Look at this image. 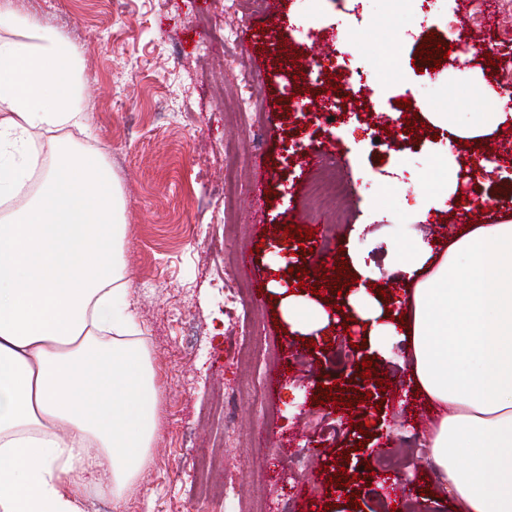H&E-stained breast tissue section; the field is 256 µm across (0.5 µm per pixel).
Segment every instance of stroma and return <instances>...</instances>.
<instances>
[{"label":"stroma","instance_id":"1","mask_svg":"<svg viewBox=\"0 0 512 512\" xmlns=\"http://www.w3.org/2000/svg\"><path fill=\"white\" fill-rule=\"evenodd\" d=\"M23 13L57 29L73 45L85 86L88 134L77 145L98 152L111 165L126 200L125 301L160 388L158 431L152 462L126 493L120 512H224L219 490L231 486L253 495L258 474L276 465L264 487L273 503L291 500L295 512H391L412 500L415 512H457L444 482L433 476L427 454L393 474L349 481L332 492L327 469L351 463L364 468L383 456L403 453V440L426 438L432 413L410 394V360L404 342H387V357L373 356L374 377H362L363 351L354 334L328 329L314 347L289 338L287 323L269 295H252L246 313L229 320L224 289L234 279L224 267L229 226L240 230L238 249L252 261L253 286L278 274L313 271L327 246L333 261L357 252L371 281L401 295L393 246L417 239L451 240L476 219L459 204L429 208L438 166L452 157L462 170L470 156L493 153L497 137L472 150L418 130L416 150L398 154L374 148L366 126L371 116L350 121L342 140L324 138L327 150L346 156L355 188L345 223L330 241L304 239L289 248L286 230L309 228L307 185L313 171L302 159L287 160L295 142L308 140L315 115L333 87L312 84L284 67L287 58L324 62L332 48L301 39L291 24L315 28L344 23L352 35V65L377 76L380 102L412 92L418 106L469 115L484 111L474 80L500 83L512 69V10L485 0L497 17L500 42L493 60L463 58L451 34L475 30L467 12L436 0L423 24L400 22L397 0H269L265 12L243 22L234 43L224 41L229 11L238 0H15ZM435 52L422 53L424 41ZM450 57L468 72L469 84L447 90L448 72L433 63ZM250 100L248 115L237 101ZM236 185L223 196L220 179ZM263 180L265 195L253 193ZM472 189L490 201L486 223L503 220L500 200L512 198V163L475 173ZM259 205L262 223L248 218ZM268 340L276 354L255 355L249 364L227 362L235 341ZM300 354L275 387L268 374L284 356ZM388 382L380 390V382ZM336 403H328L330 385ZM367 425L359 434V425ZM269 448V457L251 446ZM153 498H146L145 489Z\"/></svg>","mask_w":512,"mask_h":512}]
</instances>
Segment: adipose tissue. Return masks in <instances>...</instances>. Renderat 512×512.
<instances>
[{
  "label": "adipose tissue",
  "instance_id": "ef3b65f1",
  "mask_svg": "<svg viewBox=\"0 0 512 512\" xmlns=\"http://www.w3.org/2000/svg\"><path fill=\"white\" fill-rule=\"evenodd\" d=\"M0 512H87L97 488L120 506L151 462L159 388L139 347L123 337L114 303L124 273L125 199L110 165L68 138L51 145L41 188L27 197L36 127H85L73 49L0 0ZM489 111L425 120L447 140L478 141L512 129V95L485 86ZM403 297L368 291V270L349 254L358 284L344 309L291 290L278 295L292 331L309 335L332 317L363 327L372 352L406 341L412 381L433 408L430 462L458 512H512V221L479 224L434 247L397 250Z\"/></svg>",
  "mask_w": 512,
  "mask_h": 512
}]
</instances>
